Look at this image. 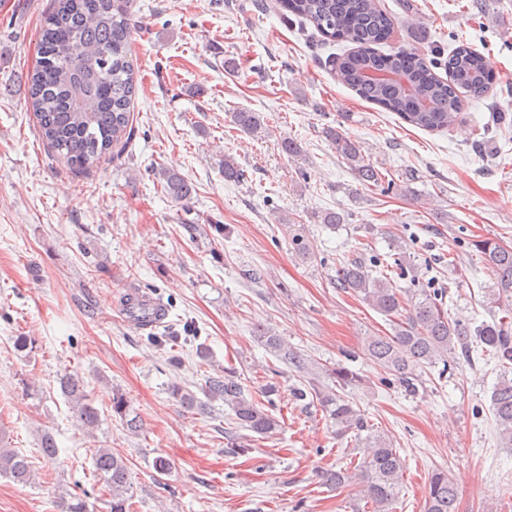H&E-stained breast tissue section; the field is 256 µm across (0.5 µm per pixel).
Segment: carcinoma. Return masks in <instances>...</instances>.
Here are the masks:
<instances>
[{"label":"carcinoma","instance_id":"obj_1","mask_svg":"<svg viewBox=\"0 0 512 512\" xmlns=\"http://www.w3.org/2000/svg\"><path fill=\"white\" fill-rule=\"evenodd\" d=\"M261 11L288 12L310 23L329 42H349L354 48L332 59L334 74L342 85L361 99L394 112L408 124L426 131H444L454 125L465 105L484 98L495 82L486 58L460 44L443 63L448 78L438 76L423 57L405 44L387 52L397 22L396 13L381 0H257ZM134 19L130 0H53L40 31V57L25 75L28 104L43 141L70 168L87 171L110 154L119 152L133 135L131 105L136 93L131 42ZM234 124L244 133L266 131L260 115L247 109L233 113ZM325 135L364 187L381 184L383 175L365 155L362 145L336 128ZM163 190L177 203L190 200L192 186L175 170L163 172ZM485 267L494 279L489 303L503 306L504 315L477 329L476 334L448 320L443 294L424 290L415 295L393 286L390 279L372 275L366 264L351 260L338 269L337 282L361 295L393 326L390 336H368L364 345L374 363L395 375L409 391L415 390L412 371L433 364L449 351L460 348L470 356L474 345L512 369V247L492 239L477 242ZM256 336L274 355L306 369L305 359L269 330L257 327ZM336 388L310 384L319 405L338 428V433L368 431L367 452L353 474L347 470L322 472L323 483L337 488L357 479L371 512H392L404 459L388 438L369 428L365 415L355 409L340 391L359 381L351 371L331 370ZM60 389L87 434L99 428V410L89 398L86 382L71 374L59 378ZM273 385L264 388L266 401L245 393L236 372L226 370L208 378L206 394L221 401L233 413L237 427L268 435L278 427L270 413ZM172 396L188 410H204L196 396L174 386ZM492 410L505 443L512 445V378H502L494 387ZM112 411L127 430L138 432L142 419L126 396L112 391ZM95 477L101 482L109 512H130L129 471L124 458L110 448L93 454ZM0 476L17 483L33 480L28 457L15 448L0 446ZM425 512H458V493L445 470L434 472L428 484Z\"/></svg>","mask_w":512,"mask_h":512}]
</instances>
